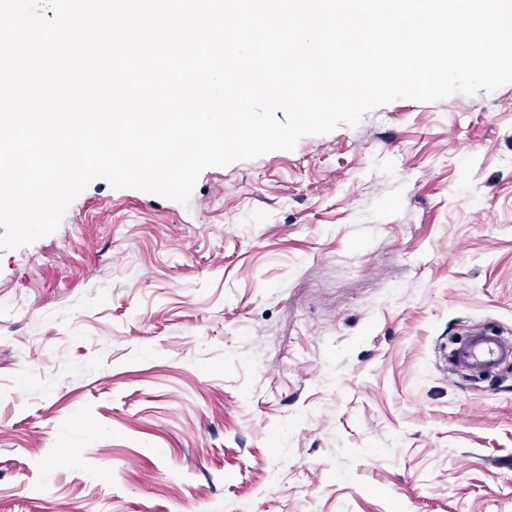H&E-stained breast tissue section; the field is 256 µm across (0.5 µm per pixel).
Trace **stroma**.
I'll use <instances>...</instances> for the list:
<instances>
[{
  "instance_id": "1",
  "label": "stroma",
  "mask_w": 512,
  "mask_h": 512,
  "mask_svg": "<svg viewBox=\"0 0 512 512\" xmlns=\"http://www.w3.org/2000/svg\"><path fill=\"white\" fill-rule=\"evenodd\" d=\"M512 84L97 179L0 248V512H512ZM453 365L462 372L493 373L512 361V337L503 332L469 336L452 350Z\"/></svg>"
}]
</instances>
